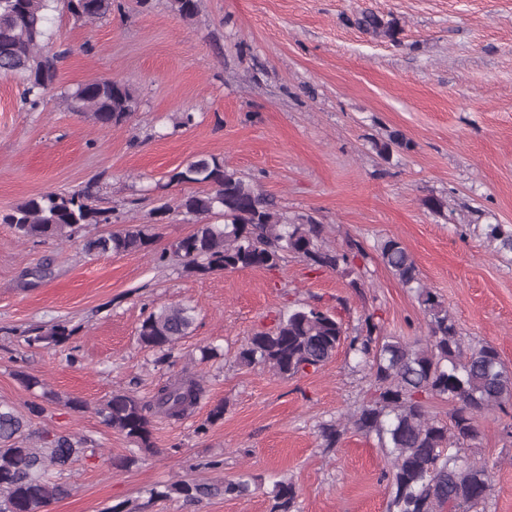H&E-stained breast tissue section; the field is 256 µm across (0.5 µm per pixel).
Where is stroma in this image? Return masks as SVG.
Masks as SVG:
<instances>
[{
    "label": "stroma",
    "mask_w": 512,
    "mask_h": 512,
    "mask_svg": "<svg viewBox=\"0 0 512 512\" xmlns=\"http://www.w3.org/2000/svg\"><path fill=\"white\" fill-rule=\"evenodd\" d=\"M364 10L391 35L358 28ZM49 28L52 48L66 56L37 109L24 103L20 79L0 75V215L94 180L99 206L119 224L151 226L156 238L147 252L92 257L80 238L22 242L0 224V402L22 411L43 401L34 428L87 437L96 449L65 474L71 493L48 512H111L121 503L188 512L175 498L150 500L149 489L241 473L254 477L252 494L211 499L200 512H270L279 480L295 486V512H386L390 459L376 438L351 428L328 449L317 433L372 397L367 371L342 349L292 378L237 354L299 303L337 312L350 336L370 313L384 335L424 336L415 293L377 251L395 236L465 343L493 345L512 371V258L485 234L489 224L512 226V0H199L189 23L171 0H115L111 15L93 22L54 9ZM102 77L124 83L137 102L112 127L67 101ZM394 132L409 146L382 158L374 145ZM198 155L223 158L288 218L324 224L326 248L362 243L366 274L354 283L294 256L272 271L206 275L154 262L194 228L174 209L189 188L169 174ZM431 197L445 200L442 212L427 207ZM45 265L49 277L28 287V272ZM181 304L194 308L196 329L158 362L138 328L151 310ZM61 323L75 330L68 344L25 343ZM207 345L220 356L205 363ZM191 373L203 376L204 393L184 417L154 418L152 451H138L97 414L112 392L146 399ZM26 374L42 387L27 388ZM46 390L55 400H43ZM69 398L84 409L67 407ZM218 403L223 419L197 434ZM507 424L512 402L491 407L465 450L494 466L493 494L476 512H512ZM130 455L134 463L114 466ZM213 459L222 468H199Z\"/></svg>",
    "instance_id": "1"
}]
</instances>
